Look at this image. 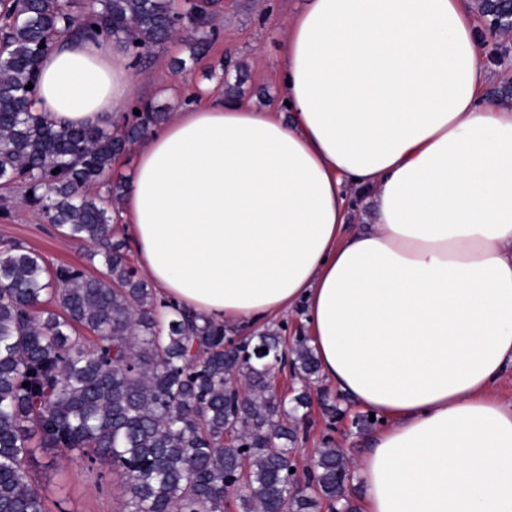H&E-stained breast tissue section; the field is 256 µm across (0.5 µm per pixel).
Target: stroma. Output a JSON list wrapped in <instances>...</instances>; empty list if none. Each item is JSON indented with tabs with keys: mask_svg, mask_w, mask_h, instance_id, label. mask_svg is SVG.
<instances>
[{
	"mask_svg": "<svg viewBox=\"0 0 512 512\" xmlns=\"http://www.w3.org/2000/svg\"><path fill=\"white\" fill-rule=\"evenodd\" d=\"M303 5L304 0H224L215 20L220 37L206 57L190 60L187 45L180 41L169 43L148 62L127 55L128 66L142 77L139 99L175 110L190 94L216 89V75L222 72L230 83L238 85L241 100L259 107H277L280 89L276 67L285 41V24ZM175 58L185 59V69L172 66ZM7 207L8 217H0V242L17 240L48 262L79 265L90 274H99L100 264L89 262L84 246L60 237L24 206L20 197H9ZM330 403L335 404V412H327ZM299 416L302 447L316 449L330 442L350 459L366 447L379 427L375 421L363 423V411L319 378L312 381L310 404ZM31 475L51 512H122L128 498L123 479L110 466L99 464L97 474H90L72 461L67 451L54 458L38 454Z\"/></svg>",
	"mask_w": 512,
	"mask_h": 512,
	"instance_id": "1",
	"label": "stroma"
}]
</instances>
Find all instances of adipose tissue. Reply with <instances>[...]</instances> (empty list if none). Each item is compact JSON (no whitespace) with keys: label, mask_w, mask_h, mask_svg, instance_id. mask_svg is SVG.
<instances>
[{"label":"adipose tissue","mask_w":512,"mask_h":512,"mask_svg":"<svg viewBox=\"0 0 512 512\" xmlns=\"http://www.w3.org/2000/svg\"><path fill=\"white\" fill-rule=\"evenodd\" d=\"M286 27L289 120L215 96L135 145L136 264L219 323L304 307L324 382L382 420L363 512H512V108L482 95L467 0H306ZM140 84L112 39L64 38L34 108L103 127Z\"/></svg>","instance_id":"ef3b65f1"}]
</instances>
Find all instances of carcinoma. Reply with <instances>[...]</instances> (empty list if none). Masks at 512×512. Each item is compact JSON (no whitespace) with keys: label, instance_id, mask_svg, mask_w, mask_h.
Listing matches in <instances>:
<instances>
[{"label":"carcinoma","instance_id":"cac0c4a2","mask_svg":"<svg viewBox=\"0 0 512 512\" xmlns=\"http://www.w3.org/2000/svg\"><path fill=\"white\" fill-rule=\"evenodd\" d=\"M218 2L191 3L181 15L175 0L0 6V188L23 189L45 223L103 267L88 275L21 242L0 244V512H48L29 461L37 449L63 448L89 469L106 462L120 473L124 512H224L241 475L244 512H311L321 501L357 512L348 461L330 443L316 450L308 487L289 485L308 395L278 397L254 356L259 346L282 351V336L266 329L232 341L225 326L158 298L113 238L126 188L112 180L113 164L168 112L136 100L109 131L57 128L34 110L40 61L58 39L112 37L148 60L186 26L196 60L214 40ZM479 9L512 34V0H480ZM284 360L304 381L319 370L302 339Z\"/></svg>","mask_w":512,"mask_h":512}]
</instances>
